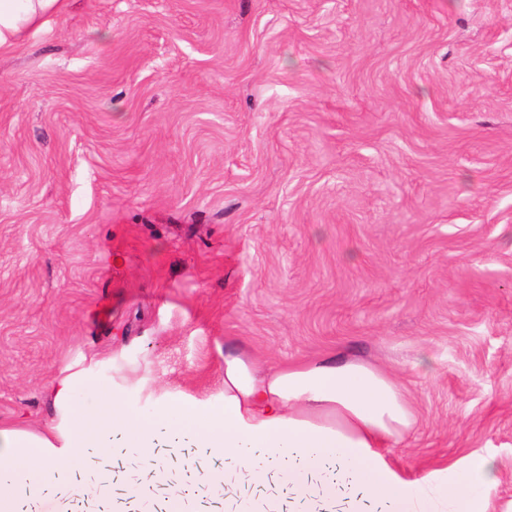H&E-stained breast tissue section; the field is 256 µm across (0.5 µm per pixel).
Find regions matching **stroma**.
Masks as SVG:
<instances>
[{"label": "stroma", "mask_w": 512, "mask_h": 512, "mask_svg": "<svg viewBox=\"0 0 512 512\" xmlns=\"http://www.w3.org/2000/svg\"><path fill=\"white\" fill-rule=\"evenodd\" d=\"M228 344L394 371L395 464L477 452L512 501V0H72L0 55V428L91 364L84 412L150 416L132 367L220 398ZM159 445L132 512L179 499ZM67 475L32 512L111 500Z\"/></svg>", "instance_id": "obj_1"}]
</instances>
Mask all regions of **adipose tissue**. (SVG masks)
I'll use <instances>...</instances> for the list:
<instances>
[{"mask_svg":"<svg viewBox=\"0 0 512 512\" xmlns=\"http://www.w3.org/2000/svg\"><path fill=\"white\" fill-rule=\"evenodd\" d=\"M67 3L0 0V54ZM94 381L82 371L53 382L56 418L46 431L0 429V468L12 473L0 483V512H18L21 499L53 480L78 449L109 447L110 436H119L128 453L145 454L160 422L177 424L197 447L233 455L257 482L264 479L253 456L260 449L267 457L295 456L313 467L339 462L368 500L390 512H490L498 481L492 460L472 453L455 471L425 468L412 475L394 466L393 448L410 438L417 421L413 403L394 376L360 360L331 355L271 364L228 345L220 399L160 386L148 419L130 411L112 389L97 411L78 412L76 388Z\"/></svg>","mask_w":512,"mask_h":512,"instance_id":"ef3b65f1","label":"adipose tissue"}]
</instances>
